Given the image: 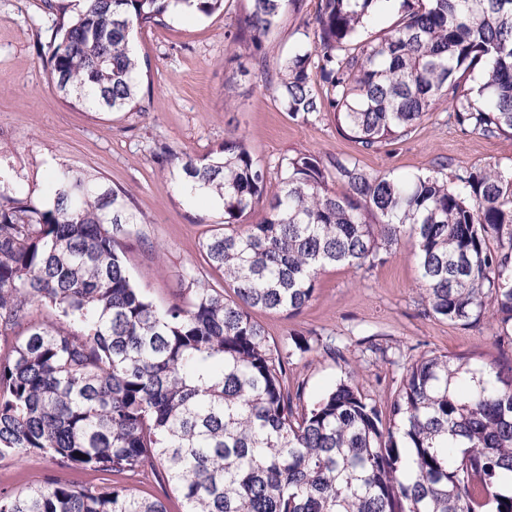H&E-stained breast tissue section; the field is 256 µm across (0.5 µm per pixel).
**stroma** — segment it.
<instances>
[{"label": "stroma", "mask_w": 512, "mask_h": 512, "mask_svg": "<svg viewBox=\"0 0 512 512\" xmlns=\"http://www.w3.org/2000/svg\"><path fill=\"white\" fill-rule=\"evenodd\" d=\"M316 6L317 0H305L301 12L280 16L262 68L250 55H234L226 36L244 16L248 0H224L223 11L208 18L174 15L165 25L135 31L131 48L149 64L141 80L143 108L103 116L70 106L54 88L39 56L48 39L42 0H0V146L36 182L65 162L128 192L147 221L133 229L127 263L137 287L160 308L177 300L187 268L217 288L224 278L202 251L216 212L205 203L188 204L176 192L167 166L153 153L156 144L180 156L199 157L216 151L229 135L242 136L269 168L271 194L279 189L278 162L299 153L324 160L353 157L367 171L395 175L426 174L441 160L512 167V137L463 132L449 125L443 111L375 151L362 150L330 118L290 119L266 87L264 74L276 71L282 59L306 43ZM252 315L272 346H283L293 334L308 340L310 351L290 359L288 382L301 387L309 401L352 368L360 374L364 393L386 401L404 366L430 351L512 361V342L496 341L491 322L463 326L425 315L417 258L407 241L369 269L327 267L318 275L314 298L297 314L256 309ZM328 341L335 342L339 355L323 351ZM51 477L78 484L118 483L161 500L168 512L183 510L175 490L149 471L121 476L85 472L36 454L0 460V492Z\"/></svg>", "instance_id": "35a3bbf8"}]
</instances>
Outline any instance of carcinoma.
Masks as SVG:
<instances>
[{"instance_id": "1", "label": "carcinoma", "mask_w": 512, "mask_h": 512, "mask_svg": "<svg viewBox=\"0 0 512 512\" xmlns=\"http://www.w3.org/2000/svg\"><path fill=\"white\" fill-rule=\"evenodd\" d=\"M303 2L250 0L227 38L262 61L280 15ZM391 2L317 0L312 37L266 78L288 116H329L373 150L446 99L448 123L512 136V0H399L390 28L367 34ZM82 3L44 0L42 59L63 98L114 113L141 100L134 29L178 5L210 17L223 0ZM160 156L187 202L218 194L223 221L202 247L233 295L189 270L182 298L156 307L126 264L122 240L147 223L127 192L62 162L36 198L0 165V459L150 469L184 512H512V365L431 351L404 366L385 407L355 370L307 405L288 364L308 341L273 349L251 315L296 314L320 271L371 267L407 237L429 314L490 319L512 337V170L458 166L448 178L440 161L425 175L374 174L353 157L300 154L278 163L268 199V167L237 137L201 157ZM260 205L259 223H241ZM0 512L166 510L131 487L53 478L0 493Z\"/></svg>"}]
</instances>
